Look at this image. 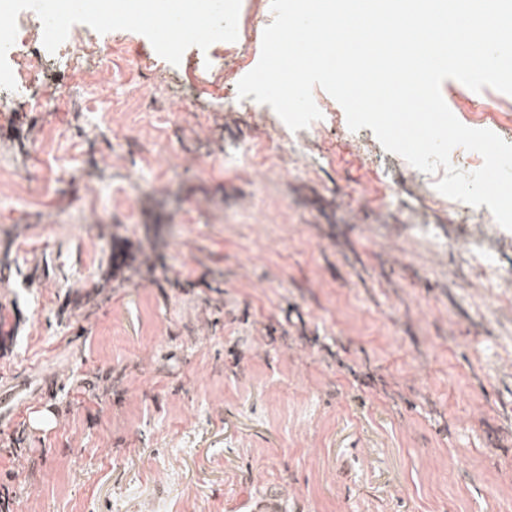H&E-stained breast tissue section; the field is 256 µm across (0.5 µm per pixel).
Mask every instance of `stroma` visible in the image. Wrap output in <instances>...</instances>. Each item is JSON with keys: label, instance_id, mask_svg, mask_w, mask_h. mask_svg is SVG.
Segmentation results:
<instances>
[{"label": "stroma", "instance_id": "obj_1", "mask_svg": "<svg viewBox=\"0 0 512 512\" xmlns=\"http://www.w3.org/2000/svg\"><path fill=\"white\" fill-rule=\"evenodd\" d=\"M158 6L183 0H112L108 23L84 0L68 18L84 40L63 66L113 47L93 62L119 108L98 111L91 87V111H72L53 66L56 113L0 112V165L31 187L21 202L0 187V373L59 383L11 427L23 451H0L18 512H251L270 495L281 512H512V294L452 287L466 241L390 247L353 213L384 203L391 168L419 195L430 184L322 88L307 128L252 113L254 165L225 168L224 100L260 59L271 0L210 8L174 57L145 18ZM144 69L185 101L146 112ZM442 96L460 122L512 134V95ZM186 104L208 127L203 163L181 157L192 129L173 134ZM304 140L323 156L296 155ZM98 144L119 150L115 170L95 168ZM144 178L159 203L136 220Z\"/></svg>", "mask_w": 512, "mask_h": 512}]
</instances>
